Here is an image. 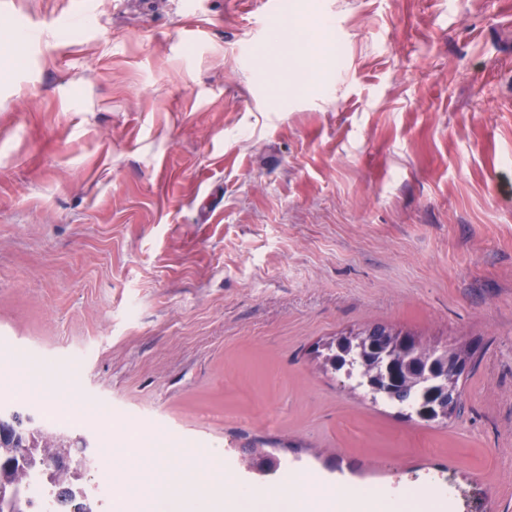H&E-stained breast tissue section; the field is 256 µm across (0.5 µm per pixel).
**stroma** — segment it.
I'll use <instances>...</instances> for the list:
<instances>
[{"label":"stroma","instance_id":"35a3bbf8","mask_svg":"<svg viewBox=\"0 0 512 512\" xmlns=\"http://www.w3.org/2000/svg\"><path fill=\"white\" fill-rule=\"evenodd\" d=\"M0 0V369L255 483L512 512V0ZM327 84L302 87L308 65ZM478 343L441 424L311 349ZM25 371L22 380L25 391L39 393L43 400L50 403H55L60 397L69 395L70 387H61L35 363H30Z\"/></svg>","mask_w":512,"mask_h":512}]
</instances>
